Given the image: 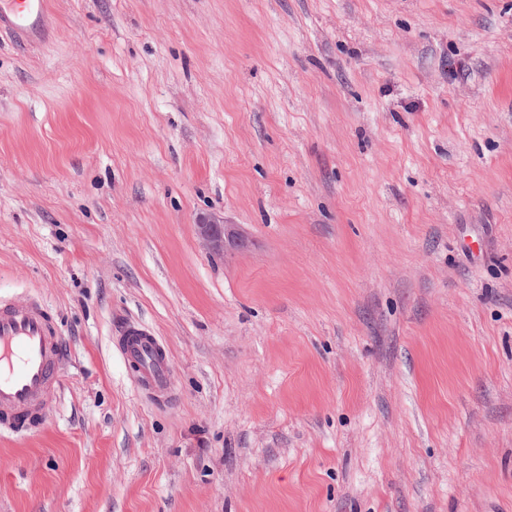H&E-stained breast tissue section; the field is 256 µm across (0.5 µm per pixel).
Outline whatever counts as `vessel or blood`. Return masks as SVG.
I'll return each instance as SVG.
<instances>
[{
  "mask_svg": "<svg viewBox=\"0 0 512 512\" xmlns=\"http://www.w3.org/2000/svg\"><path fill=\"white\" fill-rule=\"evenodd\" d=\"M0 31L24 44L45 43L47 0H0ZM134 343L124 345L127 363L135 365L143 385L153 393L171 391V375L162 346L144 328L131 327ZM65 362V349L48 310L31 299H0V427H24L39 417L55 391Z\"/></svg>",
  "mask_w": 512,
  "mask_h": 512,
  "instance_id": "vessel-or-blood-1",
  "label": "vessel or blood"
}]
</instances>
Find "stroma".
<instances>
[{
  "mask_svg": "<svg viewBox=\"0 0 512 512\" xmlns=\"http://www.w3.org/2000/svg\"><path fill=\"white\" fill-rule=\"evenodd\" d=\"M51 9L0 36V298L67 360L0 512H512V0ZM197 227L204 246L213 255L225 256L246 246V237L237 224H223L202 217ZM139 335L141 339L128 344V335ZM124 357L134 369L143 385L156 395H166L171 392V375L164 349L155 336L149 334L144 328L129 326L124 341ZM162 351V352H161ZM163 353V354H162Z\"/></svg>",
  "mask_w": 512,
  "mask_h": 512,
  "instance_id": "35a3bbf8",
  "label": "stroma"
}]
</instances>
